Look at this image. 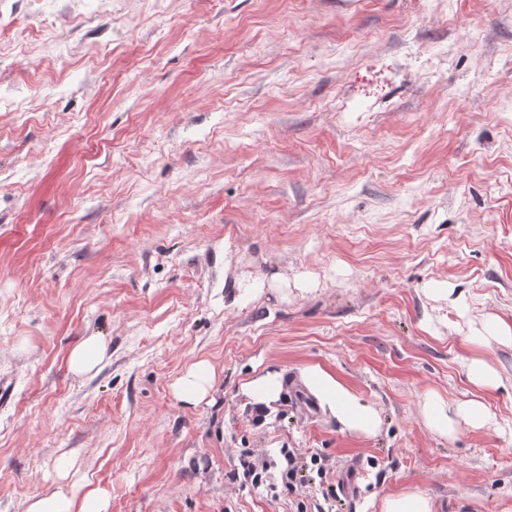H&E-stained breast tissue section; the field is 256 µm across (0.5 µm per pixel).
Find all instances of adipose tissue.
<instances>
[{
	"instance_id": "1",
	"label": "adipose tissue",
	"mask_w": 512,
	"mask_h": 512,
	"mask_svg": "<svg viewBox=\"0 0 512 512\" xmlns=\"http://www.w3.org/2000/svg\"><path fill=\"white\" fill-rule=\"evenodd\" d=\"M216 375L207 361L190 366L174 384L176 399L187 405L200 404L213 389ZM306 382L322 406L329 410L347 431L372 435L381 424L374 406L360 402L339 380L320 367L308 368ZM428 427L436 433L452 436L461 427L481 428L492 420L485 403L477 397L451 403L439 394L428 395L423 403ZM70 472L69 461H61L59 486L28 501L25 512H108L109 498L103 490L64 487Z\"/></svg>"
}]
</instances>
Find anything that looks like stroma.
<instances>
[{"instance_id":"stroma-1","label":"stroma","mask_w":512,"mask_h":512,"mask_svg":"<svg viewBox=\"0 0 512 512\" xmlns=\"http://www.w3.org/2000/svg\"><path fill=\"white\" fill-rule=\"evenodd\" d=\"M498 318L512 0H0V512L64 453L109 512H377L409 486L512 512ZM92 335L103 364L74 376ZM475 358L498 388L475 391ZM201 359L214 402L188 407L172 385ZM310 366L375 435L321 407ZM431 391L494 421L434 433ZM105 357V347L98 336L85 337L68 356L69 370L85 376L97 372ZM306 382L322 406L329 410L344 428L363 435L375 434L381 418L374 406L360 402L339 380L318 366L307 369ZM249 391L256 402L268 403L278 398L280 384L277 381V376L269 373L251 381Z\"/></svg>"}]
</instances>
